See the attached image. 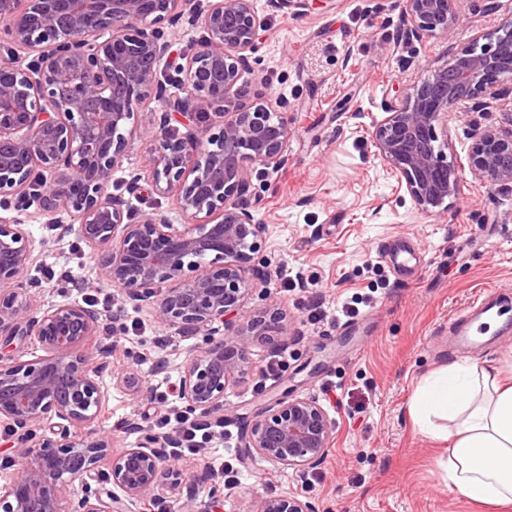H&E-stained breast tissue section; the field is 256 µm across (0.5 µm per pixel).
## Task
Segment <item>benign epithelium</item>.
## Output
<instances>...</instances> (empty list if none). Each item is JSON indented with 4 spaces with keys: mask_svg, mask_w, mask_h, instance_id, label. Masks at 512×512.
Instances as JSON below:
<instances>
[{
    "mask_svg": "<svg viewBox=\"0 0 512 512\" xmlns=\"http://www.w3.org/2000/svg\"><path fill=\"white\" fill-rule=\"evenodd\" d=\"M460 0H402L406 37H448L461 21ZM187 20L204 36L183 57L184 74L172 93L158 76L171 55L164 24ZM262 20L253 0H0V208L25 210L62 227L96 256L101 283L144 302L157 321L202 338L189 351L180 378L188 412L204 426L224 414V393L249 370L258 341L288 335L286 314L265 309L232 324L252 290L246 276L260 249V225L231 199L249 187L242 163L278 169L288 162V116L272 105L239 99ZM482 36L427 76L401 99L384 101L371 131L375 155L425 212L448 209L460 195L458 169L448 162V117L505 99L500 79L512 72V21L487 43ZM207 67L211 79L200 81ZM154 103L162 131L152 136L145 167L156 192L172 193L188 224L162 216L134 219L108 192L114 167L131 143L144 138L138 110ZM223 107L218 130L191 120ZM180 116L183 134L169 127ZM468 167L493 186L512 185V131L472 130ZM37 260L24 221L0 215V427L14 455L0 463V512H126L128 503L170 498L179 512H210L223 481L196 463L189 469L168 448L175 434L142 432L132 448H115L98 433L110 375L132 399L142 394L133 371L112 367L115 343H95L120 313L80 304L34 308L39 284L24 279ZM172 287L157 295L159 285ZM28 342L45 355L19 361L10 352ZM56 418L58 439L41 434ZM86 430L71 434L70 427ZM334 423L310 396L278 398L241 436L245 460H264L303 473L332 447ZM112 489H92L101 471ZM207 486L208 499L195 492ZM247 512H314L296 494L264 497Z\"/></svg>",
    "mask_w": 512,
    "mask_h": 512,
    "instance_id": "1",
    "label": "benign epithelium"
}]
</instances>
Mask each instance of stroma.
Here are the masks:
<instances>
[{
  "instance_id": "1",
  "label": "stroma",
  "mask_w": 512,
  "mask_h": 512,
  "mask_svg": "<svg viewBox=\"0 0 512 512\" xmlns=\"http://www.w3.org/2000/svg\"><path fill=\"white\" fill-rule=\"evenodd\" d=\"M264 26L239 85L245 102L272 99L294 132L286 167L247 164L250 187L235 197L261 226V248L247 273L253 284L244 312L280 303L291 322L288 367L273 378L261 368L275 353L258 342L245 378L225 397L224 431L205 455L242 470L238 486H225L220 512H243L271 494H298L315 512H495L449 493L440 469L445 443L422 434L409 407L421 379L451 361L489 363L512 375V329L483 342L449 343L448 319L472 306L483 289L497 288L512 306V188L490 185L469 170L472 129L512 128V102L463 116L448 125V159L462 192L446 211H421L374 154L371 130L381 104L411 80L427 75L476 35L512 20V0H461L462 21L448 39L416 41L402 34L398 0H314L305 9L254 0ZM148 141L135 142L115 169L109 190L136 217L184 223L173 195L153 191L144 168ZM139 175L138 190L129 179ZM29 229L41 252L26 279L41 280L34 304L62 303L124 310V322L143 332L126 345L118 366L145 384L178 380L196 338L157 323L149 308L118 289L100 285L94 265H81L86 246L75 235L33 219ZM407 248L409 267L380 256L385 243ZM320 290L326 318H312L309 290ZM360 301L357 316L338 307ZM317 398L335 424L325 459L305 477L263 461L242 463L239 440L256 413L282 394ZM169 403L122 389L96 424L117 446L136 445L118 422L155 427ZM274 478L267 486L266 478Z\"/></svg>"
}]
</instances>
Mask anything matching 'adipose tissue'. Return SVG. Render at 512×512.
<instances>
[{
    "label": "adipose tissue",
    "instance_id": "ef3b65f1",
    "mask_svg": "<svg viewBox=\"0 0 512 512\" xmlns=\"http://www.w3.org/2000/svg\"><path fill=\"white\" fill-rule=\"evenodd\" d=\"M410 411L420 432L448 443L449 490L469 501L512 504V383L494 367L451 362L426 377Z\"/></svg>",
    "mask_w": 512,
    "mask_h": 512
}]
</instances>
